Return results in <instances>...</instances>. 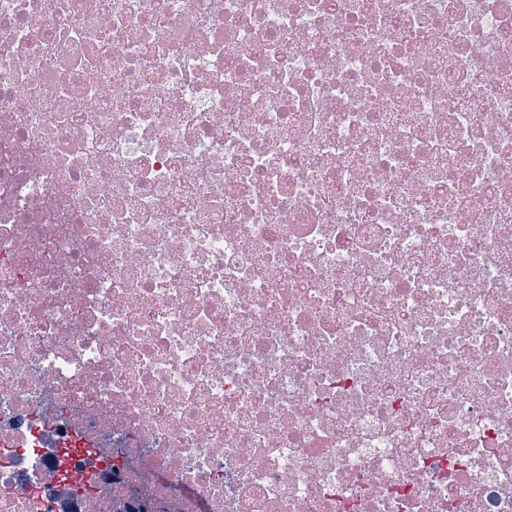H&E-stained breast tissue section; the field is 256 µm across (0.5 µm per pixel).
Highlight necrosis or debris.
<instances>
[{"instance_id":"necrosis-or-debris-1","label":"necrosis or debris","mask_w":512,"mask_h":512,"mask_svg":"<svg viewBox=\"0 0 512 512\" xmlns=\"http://www.w3.org/2000/svg\"><path fill=\"white\" fill-rule=\"evenodd\" d=\"M512 512V0H0V512Z\"/></svg>"}]
</instances>
